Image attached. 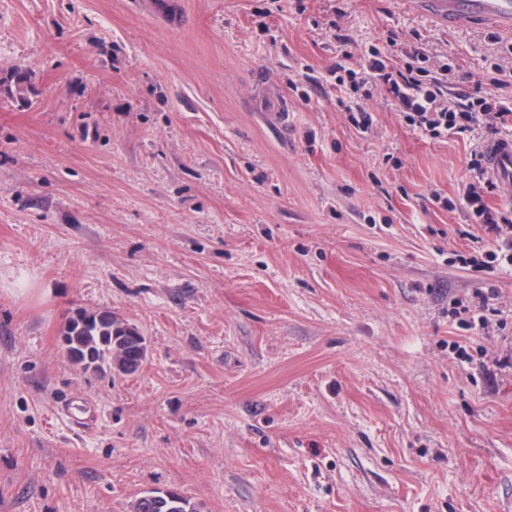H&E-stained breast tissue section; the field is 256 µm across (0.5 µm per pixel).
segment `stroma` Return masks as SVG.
<instances>
[{"instance_id": "1", "label": "stroma", "mask_w": 512, "mask_h": 512, "mask_svg": "<svg viewBox=\"0 0 512 512\" xmlns=\"http://www.w3.org/2000/svg\"><path fill=\"white\" fill-rule=\"evenodd\" d=\"M177 2L0 0V512H512V270L466 266L494 234L435 201L494 132L426 137L382 87L355 128L329 75L415 46L512 98V38L401 0ZM78 308L137 328L135 373L67 357ZM477 297L479 299L477 304L463 305L461 309L464 313L470 314L468 320L462 319L467 329H474L477 326L484 328L487 322V316L484 312L490 310L489 298L482 293H479ZM134 512H198V509L176 491L157 490L141 497Z\"/></svg>"}]
</instances>
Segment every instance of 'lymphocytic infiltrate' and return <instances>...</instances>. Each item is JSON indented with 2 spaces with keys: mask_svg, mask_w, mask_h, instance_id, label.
I'll return each mask as SVG.
<instances>
[{
  "mask_svg": "<svg viewBox=\"0 0 512 512\" xmlns=\"http://www.w3.org/2000/svg\"><path fill=\"white\" fill-rule=\"evenodd\" d=\"M425 60V54L415 50L409 53L407 62L397 65L379 48H369L357 68L348 69L346 75L336 78L337 87L350 82L361 93L360 100L349 109V121L362 129L370 126L372 116L366 104L370 97L368 88L380 83L391 95L404 122L432 139L471 131L479 125L492 129L512 126L511 98L490 92L482 95L461 92L446 97L447 67L440 65L431 70L425 67ZM483 159V154L473 153L470 169L476 173L477 180L465 185L457 203L470 210L480 223L498 232L508 218L486 204L485 195L493 191L494 184L484 176Z\"/></svg>",
  "mask_w": 512,
  "mask_h": 512,
  "instance_id": "f902f5d3",
  "label": "lymphocytic infiltrate"
}]
</instances>
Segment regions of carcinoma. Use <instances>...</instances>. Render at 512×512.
I'll return each instance as SVG.
<instances>
[{
    "mask_svg": "<svg viewBox=\"0 0 512 512\" xmlns=\"http://www.w3.org/2000/svg\"><path fill=\"white\" fill-rule=\"evenodd\" d=\"M69 336L80 337V361L91 360L94 369L102 371L104 367L131 374L139 369L146 352L140 351V332L129 325L117 321L91 320L81 323L74 316H69L62 329ZM134 512H198L190 502L176 491L157 490L141 497Z\"/></svg>",
    "mask_w": 512,
    "mask_h": 512,
    "instance_id": "obj_1",
    "label": "carcinoma"
}]
</instances>
